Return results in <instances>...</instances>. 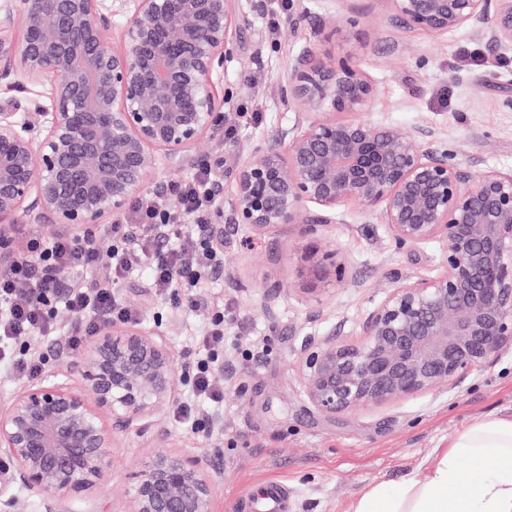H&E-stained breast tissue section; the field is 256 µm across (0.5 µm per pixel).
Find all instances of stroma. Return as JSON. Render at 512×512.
<instances>
[{"mask_svg":"<svg viewBox=\"0 0 512 512\" xmlns=\"http://www.w3.org/2000/svg\"><path fill=\"white\" fill-rule=\"evenodd\" d=\"M306 20L289 27L281 0H238L245 20L223 86L225 134L189 152L164 183L191 177L199 160H214L213 177L231 185L238 160L298 113L281 98L294 57L306 46L330 59L353 57L377 86L370 116L406 132L430 131L444 139L475 174L512 169V51L471 32L441 38L385 25L388 0H300ZM355 26H345L346 17ZM323 26L325 39L312 29ZM331 251L345 269L341 281L308 290L306 250ZM442 246L396 249L383 225L366 223L356 210L314 236L295 226L255 234L224 227V266L189 311L148 284L136 271L118 282L117 296L137 312V326L158 330L177 375L190 372L211 309L224 308V361L234 377L224 387L221 433L198 435L175 423L171 408L162 425L151 418L112 429L105 481L73 497L65 512H125L124 490L144 460L167 450L208 464L217 476L210 512H239L241 497L270 483L288 489V512H351L365 491L426 477L428 459L466 427L489 415L512 417V349L468 375L457 388L416 394L389 405L365 406L328 418L309 404L299 364L302 344L328 336L353 338L360 321L396 278L431 277L440 271ZM283 288L268 298L269 274ZM49 337H20L30 351L47 355V370L80 365L81 350L66 347L74 316L55 309Z\"/></svg>","mask_w":512,"mask_h":512,"instance_id":"obj_1","label":"stroma"}]
</instances>
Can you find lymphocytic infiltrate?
I'll use <instances>...</instances> for the list:
<instances>
[{
  "label": "lymphocytic infiltrate",
  "instance_id": "obj_1",
  "mask_svg": "<svg viewBox=\"0 0 512 512\" xmlns=\"http://www.w3.org/2000/svg\"><path fill=\"white\" fill-rule=\"evenodd\" d=\"M212 164L203 162L193 179L169 184L181 209L174 212L146 197L136 201L127 217L111 224L112 251L107 277L81 283L61 291V277L97 264L90 238L78 239L65 232L44 235L29 232L18 247V255L0 269V368L26 378L41 374L46 358L15 347L20 336L49 335L53 328V305L64 299L78 319L68 336L71 348L88 342L99 326L110 320H131L135 310L116 298L112 286L140 268H148L151 284L162 292L180 294L187 308L201 303L206 274L224 263L222 246L206 223L212 207ZM198 227L196 238L186 248H167L177 238L186 218ZM203 355L194 366L187 396L173 418L195 433L205 430L198 405L217 406L224 401V379L218 373L224 350V312L215 310L200 339Z\"/></svg>",
  "mask_w": 512,
  "mask_h": 512
}]
</instances>
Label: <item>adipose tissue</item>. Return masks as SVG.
Wrapping results in <instances>:
<instances>
[{
  "mask_svg": "<svg viewBox=\"0 0 512 512\" xmlns=\"http://www.w3.org/2000/svg\"><path fill=\"white\" fill-rule=\"evenodd\" d=\"M352 512H512V418L476 422L435 456L426 478L373 487Z\"/></svg>",
  "mask_w": 512,
  "mask_h": 512,
  "instance_id": "ef3b65f1",
  "label": "adipose tissue"
}]
</instances>
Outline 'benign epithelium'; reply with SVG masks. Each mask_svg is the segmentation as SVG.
I'll return each instance as SVG.
<instances>
[{
	"mask_svg": "<svg viewBox=\"0 0 512 512\" xmlns=\"http://www.w3.org/2000/svg\"><path fill=\"white\" fill-rule=\"evenodd\" d=\"M233 2L10 0L0 84L37 106L0 104V245L15 224L90 227L141 193L163 196L159 169L224 129ZM388 2L391 23L512 48V0ZM376 92L354 60L302 50L282 97L303 116L234 172L229 222L255 233L313 234L352 208L398 249L443 245L441 273L395 281L357 338L300 349L308 402L328 417L457 387L512 348V171L475 176L441 138L372 120ZM84 359L80 386L67 365L0 408V512H17L18 489L56 501L94 490L112 448L104 416L126 426L175 400L173 357L154 331L103 323ZM215 485L208 465L157 451L124 490L126 512H209Z\"/></svg>",
	"mask_w": 512,
	"mask_h": 512,
	"instance_id": "benign-epithelium-1",
	"label": "benign epithelium"
}]
</instances>
